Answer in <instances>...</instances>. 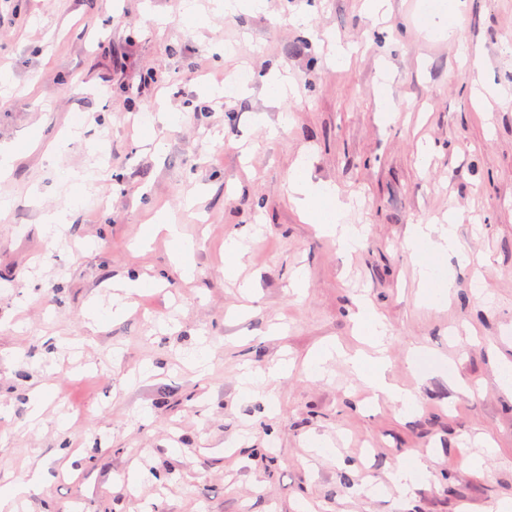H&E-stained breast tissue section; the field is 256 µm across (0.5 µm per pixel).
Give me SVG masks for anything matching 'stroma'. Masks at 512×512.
I'll use <instances>...</instances> for the list:
<instances>
[{
    "instance_id": "obj_1",
    "label": "stroma",
    "mask_w": 512,
    "mask_h": 512,
    "mask_svg": "<svg viewBox=\"0 0 512 512\" xmlns=\"http://www.w3.org/2000/svg\"><path fill=\"white\" fill-rule=\"evenodd\" d=\"M423 2L386 0L374 15L364 0H266L224 15L196 0L210 20L189 29L184 0H18L0 24V143L20 149L0 181L15 200L0 216V481L38 467L48 488L15 512L512 505V398L498 382L499 359H512V0H463L451 41L427 25ZM301 9L306 31L289 22ZM330 35L355 45L349 64L327 62ZM243 70L244 93L221 96ZM148 71L163 84L143 91ZM273 71L295 85L275 104L263 82ZM475 79L506 103L475 105ZM260 112L275 138L256 126ZM297 165L339 189L348 223L368 225L356 253L302 219ZM63 168L95 180L72 224L48 233L39 215L64 201ZM161 209L197 243L192 280L165 238H144ZM451 212L470 261L439 257L450 291L430 306L407 238ZM230 235L249 243L247 295L224 277ZM143 273L164 287L110 286ZM361 295L388 324V376L417 395L412 416L367 404L339 358L319 376L303 367L328 344L362 349L350 317ZM413 351L429 366H410ZM282 359L291 371L240 395L243 372ZM39 385L46 411L34 424ZM427 450V481L367 496ZM475 459L481 472L467 466Z\"/></svg>"
}]
</instances>
